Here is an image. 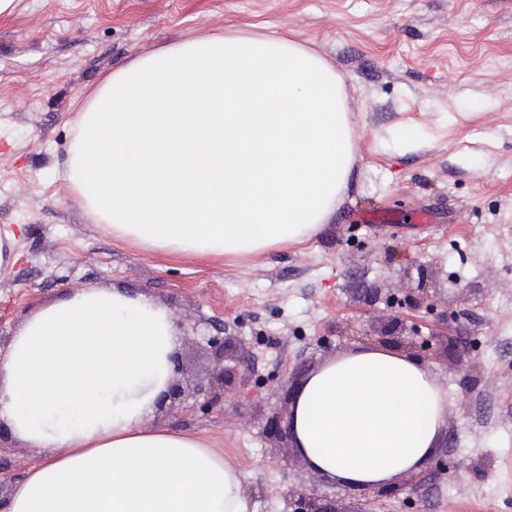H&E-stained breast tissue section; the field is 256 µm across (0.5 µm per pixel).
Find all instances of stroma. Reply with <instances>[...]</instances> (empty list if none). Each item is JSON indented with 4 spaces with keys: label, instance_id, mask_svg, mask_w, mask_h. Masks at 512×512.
I'll return each instance as SVG.
<instances>
[{
    "label": "stroma",
    "instance_id": "stroma-1",
    "mask_svg": "<svg viewBox=\"0 0 512 512\" xmlns=\"http://www.w3.org/2000/svg\"><path fill=\"white\" fill-rule=\"evenodd\" d=\"M231 29L288 36L343 79L356 141L344 202L306 243L246 258L116 239L58 177L79 108L110 71ZM9 231L0 331L84 288L152 297L180 329L184 388L155 422L223 453L256 512H293L296 493L370 512H512V0H17L0 18ZM388 323L403 330L388 349L447 391L448 422L420 482L353 490L307 467L288 416L310 371L377 346L367 329ZM219 366L212 404L199 386Z\"/></svg>",
    "mask_w": 512,
    "mask_h": 512
}]
</instances>
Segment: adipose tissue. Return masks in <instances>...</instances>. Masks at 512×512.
Returning a JSON list of instances; mask_svg holds the SVG:
<instances>
[{
    "instance_id": "1",
    "label": "adipose tissue",
    "mask_w": 512,
    "mask_h": 512,
    "mask_svg": "<svg viewBox=\"0 0 512 512\" xmlns=\"http://www.w3.org/2000/svg\"><path fill=\"white\" fill-rule=\"evenodd\" d=\"M354 162L336 71L287 36L235 31L105 75L60 177L116 238L246 257L317 235ZM177 342L162 306L115 289L29 315L0 355V423L50 454L0 512H253L221 454L153 422ZM447 416L424 362L363 346L307 375L289 425L310 469L368 488L417 472Z\"/></svg>"
}]
</instances>
